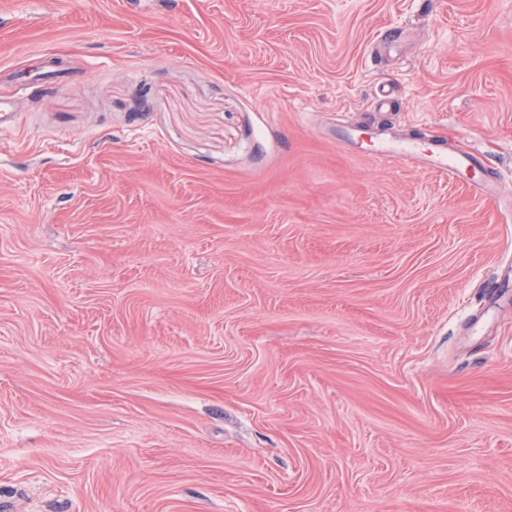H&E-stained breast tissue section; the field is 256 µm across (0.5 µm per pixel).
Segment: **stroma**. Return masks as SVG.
Returning a JSON list of instances; mask_svg holds the SVG:
<instances>
[{"label":"stroma","instance_id":"35a3bbf8","mask_svg":"<svg viewBox=\"0 0 512 512\" xmlns=\"http://www.w3.org/2000/svg\"><path fill=\"white\" fill-rule=\"evenodd\" d=\"M1 91L0 512H512V0H0ZM419 161L430 169L439 170L454 179L457 171L473 167L480 163L477 156L467 151H452L436 145L428 154L418 157Z\"/></svg>","mask_w":512,"mask_h":512}]
</instances>
